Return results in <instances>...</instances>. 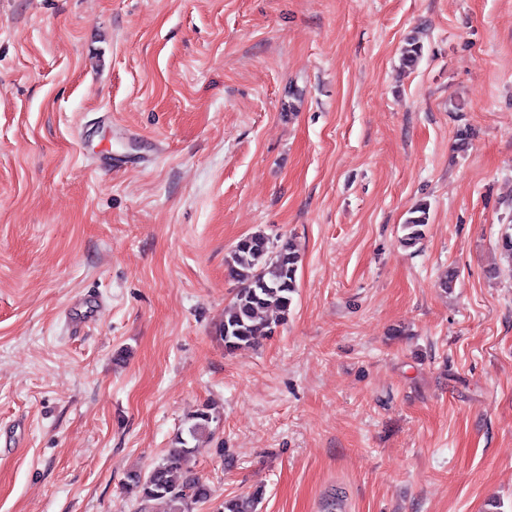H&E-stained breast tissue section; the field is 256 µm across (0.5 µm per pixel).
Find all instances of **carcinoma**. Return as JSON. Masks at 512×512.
Segmentation results:
<instances>
[{
    "label": "carcinoma",
    "instance_id": "cac0c4a2",
    "mask_svg": "<svg viewBox=\"0 0 512 512\" xmlns=\"http://www.w3.org/2000/svg\"><path fill=\"white\" fill-rule=\"evenodd\" d=\"M422 56V45L415 37L402 50L403 67L412 69ZM429 220V205L416 204L402 224L401 243L414 247L420 243ZM301 260L298 247L289 238H271L258 231L241 238L226 261L229 276L238 283L224 319L215 327V335L224 351L233 353L259 343L275 332V326L263 321L260 313L274 310L280 318L288 316L297 292L296 273ZM220 414L214 404H201L174 438V447L148 471H132L127 485L138 503V512H150L161 501L168 512H195L212 499V490L194 471L199 442L212 435V424ZM262 489L249 496L222 501L217 512H255L262 500Z\"/></svg>",
    "mask_w": 512,
    "mask_h": 512
}]
</instances>
